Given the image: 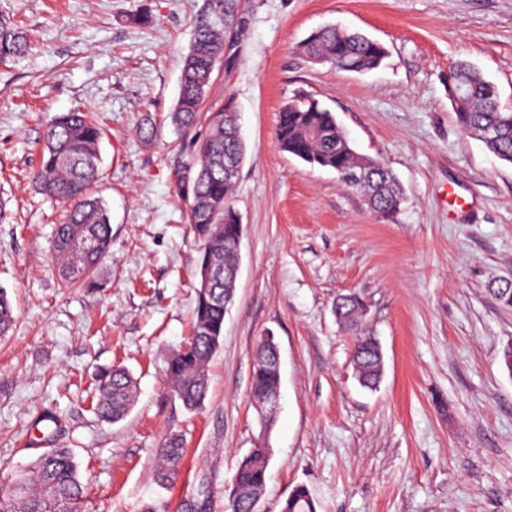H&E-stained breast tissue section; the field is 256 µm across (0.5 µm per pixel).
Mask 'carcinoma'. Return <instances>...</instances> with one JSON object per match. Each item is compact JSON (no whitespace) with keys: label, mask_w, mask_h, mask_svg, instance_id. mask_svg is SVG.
Masks as SVG:
<instances>
[{"label":"carcinoma","mask_w":512,"mask_h":512,"mask_svg":"<svg viewBox=\"0 0 512 512\" xmlns=\"http://www.w3.org/2000/svg\"><path fill=\"white\" fill-rule=\"evenodd\" d=\"M238 0H212L224 10V20L197 23L184 58L181 85L171 114L173 124L185 131L201 119V109L211 85V73L225 59L236 60L229 45L228 22ZM312 60H325L347 71H369L387 57L385 47L358 32L328 27L312 32L300 45ZM27 38L10 21L0 17V62L19 57ZM448 101L458 128L474 137L499 159L512 163V111L500 106L494 84L469 62L461 60L448 69ZM205 136L195 142L191 161L180 165L177 193L185 202L187 220L202 246V261L216 272L213 287L195 291L191 334L169 358L166 375L175 398L190 411L201 408L207 396V367L224 338V299L234 296L235 247L240 214L234 205L244 147L237 106H224L206 115ZM276 140L282 151L310 164L336 172L342 183L359 193L372 211L384 218L396 216L405 202L396 177L380 162L360 154L336 121L335 114L308 95H298L279 112ZM103 134L85 113L67 112L47 125L40 163L34 179L48 195L65 205L53 242L59 275L66 286H90L112 244L111 215L104 201L90 187L100 164ZM336 320L352 336L353 366L365 388L381 378L378 340L367 327L368 311L356 294L336 300ZM15 311L7 292L0 289V337L9 335ZM280 372L272 364L266 341L255 354L250 384L252 400L265 397L279 386ZM137 385L133 374L116 366L96 388V411L112 422L133 408ZM184 456L178 434L166 438L159 453L158 480L167 485L176 478ZM271 449L257 442L238 462L230 496L231 512H258L266 482ZM86 487L74 456L67 448H53L11 475L0 488V512H86ZM281 512H315V503L304 487L295 488Z\"/></svg>","instance_id":"1"}]
</instances>
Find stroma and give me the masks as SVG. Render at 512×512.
<instances>
[{
  "instance_id": "obj_1",
  "label": "stroma",
  "mask_w": 512,
  "mask_h": 512,
  "mask_svg": "<svg viewBox=\"0 0 512 512\" xmlns=\"http://www.w3.org/2000/svg\"><path fill=\"white\" fill-rule=\"evenodd\" d=\"M210 4L0 0L29 38L0 62V288L17 311L0 339V480L36 457L31 426L51 413L41 449H72L87 512H230L237 461L260 433L250 381L270 332L281 386L259 512H280L298 485L316 512H512V307L492 293L512 280V164L459 130L446 87L463 59L512 108V0H245L239 59L215 69L204 101L240 111L241 262L208 397L191 413L165 373L190 334L201 257L176 192L193 137L169 114ZM139 13L149 26L129 23ZM326 25L380 41L384 64L359 74L308 62L299 45ZM299 92L396 175L406 201L393 220L279 148L278 114ZM73 111L104 132L94 190L112 248L91 288L62 286L61 206L32 180L47 124ZM349 293L368 304L384 354L373 391L358 385L353 339L336 322ZM116 365L138 399L112 423L94 394ZM171 433L186 456L165 488L156 465Z\"/></svg>"
}]
</instances>
